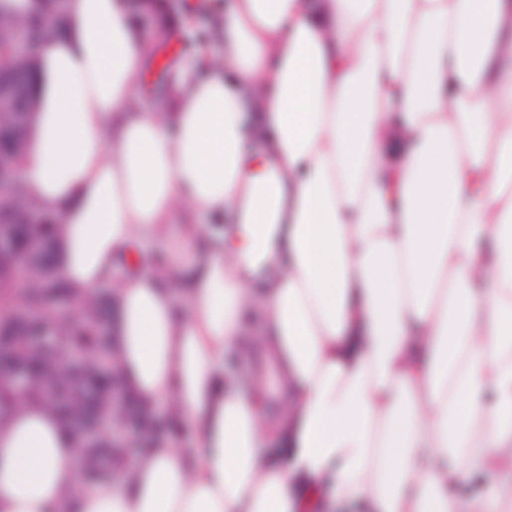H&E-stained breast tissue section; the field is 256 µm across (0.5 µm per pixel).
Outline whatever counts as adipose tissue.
I'll return each mask as SVG.
<instances>
[{
	"label": "adipose tissue",
	"mask_w": 512,
	"mask_h": 512,
	"mask_svg": "<svg viewBox=\"0 0 512 512\" xmlns=\"http://www.w3.org/2000/svg\"><path fill=\"white\" fill-rule=\"evenodd\" d=\"M64 5L23 182L73 296L112 288L120 387L190 435L78 492L19 400L0 512H512V0H224L164 112L127 0Z\"/></svg>",
	"instance_id": "ef3b65f1"
}]
</instances>
